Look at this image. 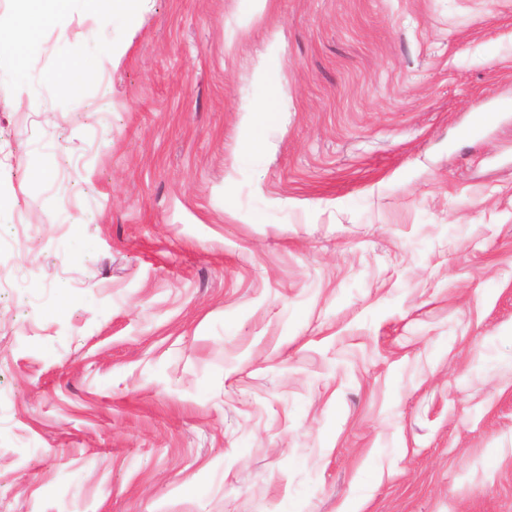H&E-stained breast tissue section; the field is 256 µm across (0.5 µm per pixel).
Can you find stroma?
I'll return each instance as SVG.
<instances>
[{"label": "stroma", "instance_id": "obj_1", "mask_svg": "<svg viewBox=\"0 0 512 512\" xmlns=\"http://www.w3.org/2000/svg\"><path fill=\"white\" fill-rule=\"evenodd\" d=\"M1 151L0 512H512V0H0ZM139 1L144 0H90V2L97 4L112 2V16L119 15L125 19L130 36L134 34L136 29L139 14Z\"/></svg>", "mask_w": 512, "mask_h": 512}]
</instances>
